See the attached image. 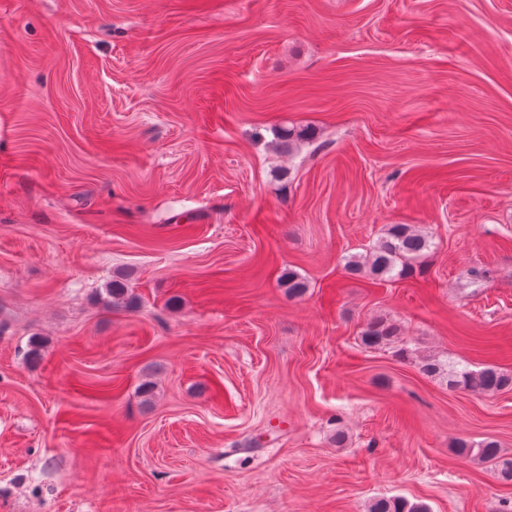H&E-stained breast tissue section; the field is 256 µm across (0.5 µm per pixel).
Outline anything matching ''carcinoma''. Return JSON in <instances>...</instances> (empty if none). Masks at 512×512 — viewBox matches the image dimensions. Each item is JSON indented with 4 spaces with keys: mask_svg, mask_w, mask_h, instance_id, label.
Wrapping results in <instances>:
<instances>
[{
    "mask_svg": "<svg viewBox=\"0 0 512 512\" xmlns=\"http://www.w3.org/2000/svg\"><path fill=\"white\" fill-rule=\"evenodd\" d=\"M430 248V238L411 224H391L383 232L370 254L351 255L346 269L352 274L364 271L378 280L404 278L411 275ZM399 338V329L393 323L372 320L361 332V341L368 348L387 346ZM424 373L446 379L451 389L465 388L494 394L512 389V374L494 365L474 371L467 365L450 366L439 360H427L421 366ZM369 512H427L420 506H407L399 499L379 498L372 502Z\"/></svg>",
    "mask_w": 512,
    "mask_h": 512,
    "instance_id": "obj_1",
    "label": "carcinoma"
}]
</instances>
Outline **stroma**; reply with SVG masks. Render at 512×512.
Listing matches in <instances>:
<instances>
[{"label": "stroma", "instance_id": "stroma-1", "mask_svg": "<svg viewBox=\"0 0 512 512\" xmlns=\"http://www.w3.org/2000/svg\"><path fill=\"white\" fill-rule=\"evenodd\" d=\"M427 359L512 373V0H9L0 512H501L512 390ZM430 248V238L411 224H391L369 255H351L346 269L351 274L368 270L375 279L404 278L411 275ZM399 329L393 323L372 320L361 332V341L368 348L387 346L399 338ZM424 373L446 379L452 389L465 388L494 394L512 389V374L502 371L494 365H486L474 371L468 365L450 366L439 360H427L421 366Z\"/></svg>", "mask_w": 512, "mask_h": 512}]
</instances>
